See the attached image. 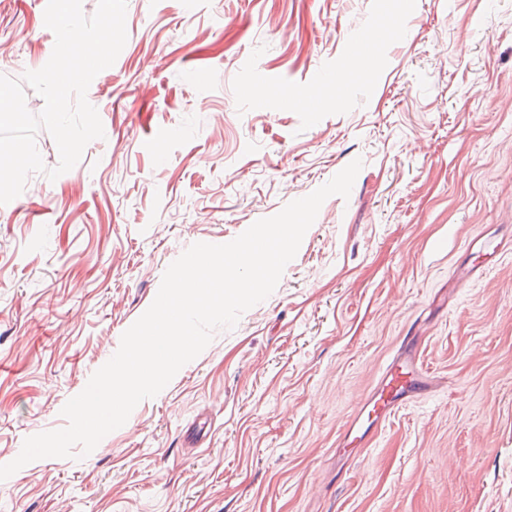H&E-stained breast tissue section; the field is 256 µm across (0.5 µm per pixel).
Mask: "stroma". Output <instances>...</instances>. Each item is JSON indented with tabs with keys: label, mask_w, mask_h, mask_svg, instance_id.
Listing matches in <instances>:
<instances>
[{
	"label": "stroma",
	"mask_w": 512,
	"mask_h": 512,
	"mask_svg": "<svg viewBox=\"0 0 512 512\" xmlns=\"http://www.w3.org/2000/svg\"><path fill=\"white\" fill-rule=\"evenodd\" d=\"M46 5L0 0L9 77L49 60ZM126 31L87 91L104 138L0 205V465L66 427L190 245L363 166L268 298L93 452L0 481V512H512V0H127ZM409 345L430 392L343 449Z\"/></svg>",
	"instance_id": "obj_1"
}]
</instances>
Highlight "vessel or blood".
I'll return each instance as SVG.
<instances>
[{
    "instance_id": "obj_1",
    "label": "vessel or blood",
    "mask_w": 512,
    "mask_h": 512,
    "mask_svg": "<svg viewBox=\"0 0 512 512\" xmlns=\"http://www.w3.org/2000/svg\"><path fill=\"white\" fill-rule=\"evenodd\" d=\"M429 372L415 355L394 358L374 389L359 405L345 433L349 443H365L378 427L399 408L429 389Z\"/></svg>"
}]
</instances>
